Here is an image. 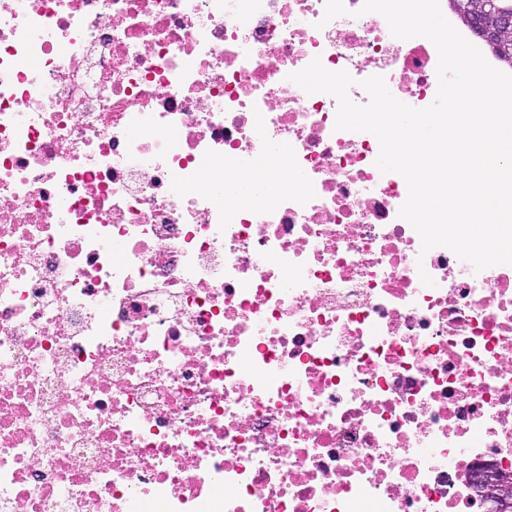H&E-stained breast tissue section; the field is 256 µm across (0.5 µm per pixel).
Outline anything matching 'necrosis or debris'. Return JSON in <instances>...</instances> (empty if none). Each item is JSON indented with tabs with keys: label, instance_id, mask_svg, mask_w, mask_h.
I'll return each instance as SVG.
<instances>
[{
	"label": "necrosis or debris",
	"instance_id": "necrosis-or-debris-1",
	"mask_svg": "<svg viewBox=\"0 0 512 512\" xmlns=\"http://www.w3.org/2000/svg\"><path fill=\"white\" fill-rule=\"evenodd\" d=\"M362 5L0 0V512H489L512 265L422 251L377 137L289 79L435 101ZM228 155L279 192L227 204Z\"/></svg>",
	"mask_w": 512,
	"mask_h": 512
}]
</instances>
